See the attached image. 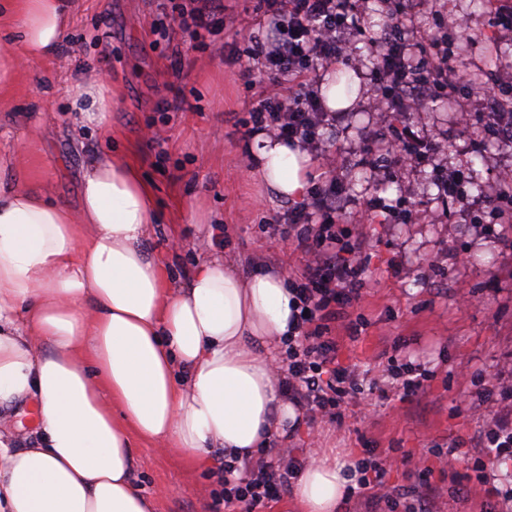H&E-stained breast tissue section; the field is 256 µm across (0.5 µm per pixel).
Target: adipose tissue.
<instances>
[{
	"instance_id": "adipose-tissue-1",
	"label": "adipose tissue",
	"mask_w": 512,
	"mask_h": 512,
	"mask_svg": "<svg viewBox=\"0 0 512 512\" xmlns=\"http://www.w3.org/2000/svg\"><path fill=\"white\" fill-rule=\"evenodd\" d=\"M20 52H0V87L26 61L53 56L67 0H0ZM112 89L78 87L72 107L109 128ZM252 172L294 201L308 188L299 146L255 135ZM156 202L139 167L96 157L70 209L37 182L0 176V408L38 405V441L0 436V512H155L134 481L131 436L163 441L192 466L214 449L254 457L296 411L280 395L271 346L286 339L282 274L244 275L217 258L170 286L147 246ZM349 483L329 452L300 475L301 512H339Z\"/></svg>"
}]
</instances>
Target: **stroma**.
Listing matches in <instances>:
<instances>
[{
	"label": "stroma",
	"instance_id": "stroma-1",
	"mask_svg": "<svg viewBox=\"0 0 512 512\" xmlns=\"http://www.w3.org/2000/svg\"><path fill=\"white\" fill-rule=\"evenodd\" d=\"M71 3L74 22L56 57L21 66L0 90V161L42 179L51 197L73 208L88 155L137 162L160 212L148 246L163 256L174 284L185 283L198 262L215 254L246 275L267 268L291 275L297 257L283 258L280 243L262 228L290 204L268 195L250 175L238 122L253 94L241 70L257 0H223L215 34L198 42L174 25L166 37L153 33L171 0ZM434 6L435 13H417L404 24L423 34L434 24L450 27L466 18L470 38L453 57L454 69L512 71V36L496 34L488 0H435ZM88 70L117 91L107 136L74 124L68 112L69 93ZM456 108L478 111L467 87L458 88L454 105L405 114L402 123L415 136L448 144L443 158L413 167L397 168L365 153L363 135L376 125L363 106L346 112L336 130L338 173L355 200L337 213L338 224L356 223L358 209L376 195L396 210L432 215L415 224L364 225L366 285L361 301L332 325L338 361L357 367L365 386L383 384L392 367L410 362L430 377L416 397L357 398L341 421L299 424L287 446L299 458L332 448L348 465L372 449L390 464L386 484L392 490L413 486L410 473L421 459L430 470L437 512H498L471 462L449 468L430 454L460 442L473 459L481 457V434L498 404L480 398V376L496 371L512 385V223L480 221L482 195L494 189L502 167H512V145L477 147L480 131L457 125ZM20 139L29 141L27 152H16ZM440 161L474 176L477 185L465 203L439 196L434 168ZM187 204L201 223L182 221ZM174 235L182 242L176 250L169 246ZM359 317L365 327L353 340L347 327ZM0 434L19 448L34 445L33 410L25 404L1 408ZM133 451L136 484L156 512H216L221 450L204 469L189 466L161 442L137 439Z\"/></svg>",
	"mask_w": 512,
	"mask_h": 512
}]
</instances>
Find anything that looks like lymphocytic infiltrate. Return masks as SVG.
Here are the masks:
<instances>
[{
	"instance_id": "f902f5d3",
	"label": "lymphocytic infiltrate",
	"mask_w": 512,
	"mask_h": 512,
	"mask_svg": "<svg viewBox=\"0 0 512 512\" xmlns=\"http://www.w3.org/2000/svg\"><path fill=\"white\" fill-rule=\"evenodd\" d=\"M258 35L250 40L249 63L241 75L259 92L246 107L241 124L247 135L262 132L299 143L319 163L320 172L306 201L276 216L266 226L271 238L291 244L300 267L291 289L295 294L297 333L289 337L277 367L283 395L301 411L307 423L341 420L343 407L362 393L354 371L339 366L330 323L337 310L362 297L365 239L356 229L337 226L336 211L350 198L336 174V158L324 143L323 132L335 131L339 113L327 111L319 84L328 65L358 66L355 41L361 0H262ZM426 6V0H386L391 21L382 44L374 50L377 92L370 111L380 115L418 112L426 105L452 100L459 77L450 68L453 45L447 34L408 36L399 20ZM500 77L469 82L493 105L482 122L491 138L512 128V105L502 94ZM367 153L385 152L396 166H413L439 153L433 141L393 129L391 136H366ZM303 467L287 449L269 446L258 459L224 464V512H262L288 492ZM352 496L372 495L388 508L399 500L384 483L387 468L374 456L363 458Z\"/></svg>"
}]
</instances>
